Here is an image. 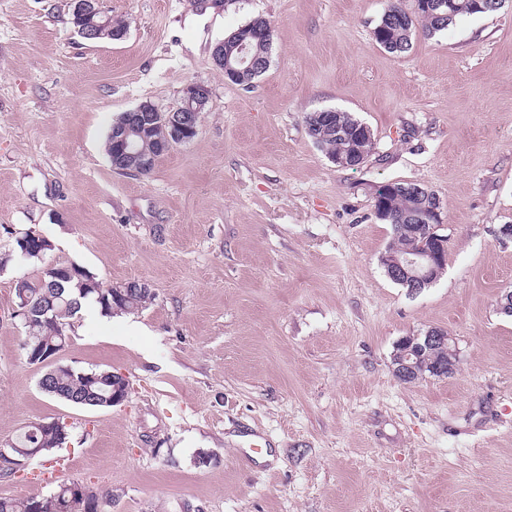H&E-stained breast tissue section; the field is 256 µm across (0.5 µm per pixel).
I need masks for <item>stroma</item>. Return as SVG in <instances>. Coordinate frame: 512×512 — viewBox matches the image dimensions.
I'll return each mask as SVG.
<instances>
[{"label":"stroma","instance_id":"stroma-1","mask_svg":"<svg viewBox=\"0 0 512 512\" xmlns=\"http://www.w3.org/2000/svg\"><path fill=\"white\" fill-rule=\"evenodd\" d=\"M123 40L87 42L70 0H0V444L66 424L53 457L0 473V497L78 480L102 512H512V8L416 35L396 57L373 38L388 0H107ZM218 24L196 31L191 14ZM272 27L253 87L210 61L254 17ZM198 50H190L191 42ZM191 82L198 133L146 175L115 170L113 121L167 112ZM372 130L360 168L336 167L307 113ZM388 181L443 206L448 263L418 293L379 259ZM32 233L51 248L12 252ZM75 264L139 281L142 309L70 318L54 360L125 375L127 401L76 406L42 392L15 284ZM437 327L453 375L397 379L404 336Z\"/></svg>","mask_w":512,"mask_h":512}]
</instances>
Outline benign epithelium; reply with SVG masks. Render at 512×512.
<instances>
[{"label": "benign epithelium", "instance_id": "obj_1", "mask_svg": "<svg viewBox=\"0 0 512 512\" xmlns=\"http://www.w3.org/2000/svg\"><path fill=\"white\" fill-rule=\"evenodd\" d=\"M75 29L84 39H94L103 31L112 32V39L125 36L126 30L112 28L111 15L104 8V0H71ZM245 37L239 40V52L235 60L224 58V41H218L211 53V64L224 72V77L245 85L252 86V80L265 69L255 57H246L245 38L257 41L265 39L268 23L263 17L252 19L241 27ZM209 90L200 84L190 83L183 89L182 103L169 112H161L150 103H141L127 113L128 126L117 131L113 144L116 153L139 160L136 172L144 173L150 168V161L138 146L137 137L141 136L138 127L151 129L157 134L160 146L170 151L174 147L191 141L198 132L199 113L209 103ZM398 188L390 181L379 185L374 193V210L381 220L390 218L394 213ZM419 230L409 237L408 244L399 254L386 252L381 257L390 276L399 283L419 291L425 285L437 280L445 269L448 259V239L438 233L442 226L441 202L423 207L412 215ZM418 336H404L395 345L392 369L396 377L406 383L413 382L418 375L416 362L412 361L421 344ZM77 507L87 512V507L94 504L90 487L79 481L71 484Z\"/></svg>", "mask_w": 512, "mask_h": 512}]
</instances>
